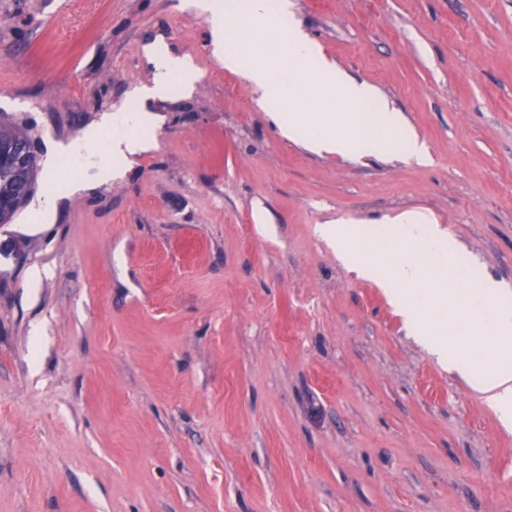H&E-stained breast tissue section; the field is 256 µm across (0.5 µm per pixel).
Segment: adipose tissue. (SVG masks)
Listing matches in <instances>:
<instances>
[{"label":"adipose tissue","instance_id":"ef3b65f1","mask_svg":"<svg viewBox=\"0 0 512 512\" xmlns=\"http://www.w3.org/2000/svg\"><path fill=\"white\" fill-rule=\"evenodd\" d=\"M209 24L213 53L226 70L243 75L266 105L273 122L288 139L315 153L347 157L385 155L393 133H400L406 157L423 162L425 144L400 113L362 111L374 89L346 75L322 54L299 27H281L290 14V0H191ZM344 110H337V103ZM147 111L103 115L83 135L85 151L75 145L51 144L50 153L74 155L93 172L91 179L71 184L67 194L87 192L98 184L123 177L131 156L151 148L142 129L153 126ZM112 131L107 155L93 152L100 129Z\"/></svg>","mask_w":512,"mask_h":512}]
</instances>
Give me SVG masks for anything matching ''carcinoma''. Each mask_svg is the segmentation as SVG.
Masks as SVG:
<instances>
[{
	"instance_id": "1",
	"label": "carcinoma",
	"mask_w": 512,
	"mask_h": 512,
	"mask_svg": "<svg viewBox=\"0 0 512 512\" xmlns=\"http://www.w3.org/2000/svg\"><path fill=\"white\" fill-rule=\"evenodd\" d=\"M27 138L28 135L17 128L0 124V203L12 206L11 211L0 213L1 224L9 220L22 204V191L27 187L34 188L38 161L34 159L23 167L11 162L12 153Z\"/></svg>"
}]
</instances>
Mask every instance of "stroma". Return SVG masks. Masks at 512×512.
Instances as JSON below:
<instances>
[{"mask_svg":"<svg viewBox=\"0 0 512 512\" xmlns=\"http://www.w3.org/2000/svg\"><path fill=\"white\" fill-rule=\"evenodd\" d=\"M292 3L427 162L284 138L182 0H0L37 156L156 117L122 178L0 224V512H512V429L316 231L423 210L512 285V0ZM159 40L196 78L146 99Z\"/></svg>","mask_w":512,"mask_h":512,"instance_id":"35a3bbf8","label":"stroma"}]
</instances>
